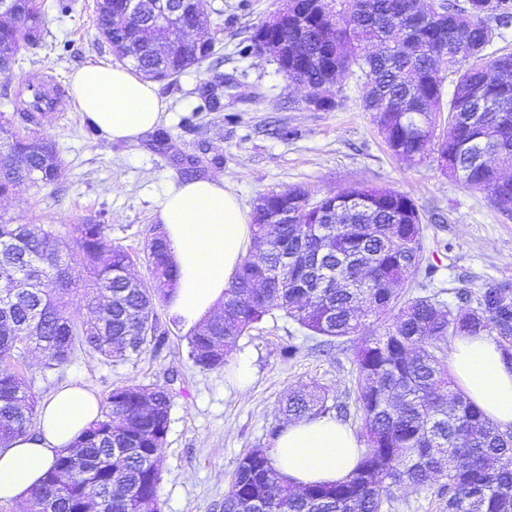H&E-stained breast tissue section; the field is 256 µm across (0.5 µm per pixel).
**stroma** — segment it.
Instances as JSON below:
<instances>
[{
  "instance_id": "obj_1",
  "label": "stroma",
  "mask_w": 512,
  "mask_h": 512,
  "mask_svg": "<svg viewBox=\"0 0 512 512\" xmlns=\"http://www.w3.org/2000/svg\"><path fill=\"white\" fill-rule=\"evenodd\" d=\"M288 5L289 0H205L210 22L203 34L215 40L214 58L157 82L166 103L160 127L168 139L158 142L150 132L135 144L110 143L102 132L89 131L87 118L68 103L73 70L121 62L98 39L96 0H76L75 11L62 21L48 13L43 42L21 50L22 65L0 72V118L16 119L6 93L30 75H51L61 91L58 109L38 133L55 144L64 175L53 185L0 201V216L18 224L100 219L109 224L113 244L136 255L132 273L146 282L152 270L145 246L160 223V199L170 184L223 178L248 213L271 191L300 187L323 196L371 185L410 195L428 215L424 245L436 268L434 286L461 282L476 291L512 282V218L493 206L487 192L441 172L435 151L417 163L394 156L375 113L362 107V84L355 76L337 84L335 109L317 110L274 61L242 55L256 27ZM215 63L225 80L224 109L202 112L195 89L212 78ZM155 315L168 331L167 343L136 361L111 364L79 349L53 371L27 357L23 371L41 400L68 383L85 385L101 399L123 385L169 389L161 512H224L239 460L250 449L268 446L289 391L318 385L330 401H354L353 355L363 336L328 346L288 319L267 318L239 341L224 368L202 370L189 362L186 334L175 328L164 299L156 300ZM291 344L298 352L288 359L282 349ZM242 359L250 364L253 382L240 392L232 381ZM443 505L436 486H400L393 488L387 512H444Z\"/></svg>"
}]
</instances>
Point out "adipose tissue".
I'll list each match as a JSON object with an SVG mask.
<instances>
[{
    "label": "adipose tissue",
    "mask_w": 512,
    "mask_h": 512,
    "mask_svg": "<svg viewBox=\"0 0 512 512\" xmlns=\"http://www.w3.org/2000/svg\"><path fill=\"white\" fill-rule=\"evenodd\" d=\"M70 85L73 103L107 141L137 143L162 118L156 86L130 69L86 65L71 73ZM159 219L177 270L166 303L189 329L219 312L247 252L248 217L223 179L216 178L172 185L160 202ZM451 363L464 393L499 425L512 426V368L497 347L482 335L456 337ZM100 411L97 397L79 385L45 399L35 433L0 448V500L28 501L56 453L71 447ZM358 456L354 434L329 417L288 423L271 449L274 467L296 485L336 482L353 470Z\"/></svg>",
    "instance_id": "obj_1"
}]
</instances>
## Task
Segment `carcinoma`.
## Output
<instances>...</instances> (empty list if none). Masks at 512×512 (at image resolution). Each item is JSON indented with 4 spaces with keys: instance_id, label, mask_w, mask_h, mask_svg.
I'll list each match as a JSON object with an SVG mask.
<instances>
[{
    "instance_id": "obj_1",
    "label": "carcinoma",
    "mask_w": 512,
    "mask_h": 512,
    "mask_svg": "<svg viewBox=\"0 0 512 512\" xmlns=\"http://www.w3.org/2000/svg\"><path fill=\"white\" fill-rule=\"evenodd\" d=\"M75 0H8L0 22V70L20 62L23 44L45 38L44 19L70 16ZM141 16L127 18L121 0H102L96 29L113 52L156 81L176 77L214 55L195 47L178 21L162 31L144 25L152 13L178 11L196 24L186 0H141ZM325 14L310 24L304 55L295 67L312 87L328 78L326 65L365 77L363 109L376 110L377 125L398 157L423 155L436 146L448 176L462 170L471 190L491 191L493 205L512 214V178L490 159L512 158V53L493 48L512 28V0H427L410 23L412 0H324ZM336 24V40L324 28ZM443 59L455 77L449 100L444 79L433 74ZM200 110L224 109V74L198 87ZM23 128L0 123V197L26 186L59 181L63 166L53 143L39 137L45 113L33 111L27 88L15 95ZM446 127H440L441 113ZM289 189L264 195L251 226L257 259L247 258L224 292V314L186 336L188 359L202 370L221 368L238 340L277 309L314 336L331 342L359 333L358 315L387 317L380 336L355 352L356 402L367 445L353 471L334 483L292 485L273 466L268 448H252L239 461L224 495V512H384L391 487L414 489L437 481L447 512H512V429H503L474 404L449 374L439 343L462 335H491L512 365V305H501L500 284L474 293L455 288L410 296V272L430 277L422 244L423 215L406 193L351 186L314 201L298 224H274ZM109 225L28 224L0 218V356L21 364L31 347L44 369L66 364L75 348H88L109 363H127L148 346L168 339L158 330L154 301L173 285L166 240L147 243L153 280L131 274L133 256L112 245ZM78 265L70 263L72 255ZM89 311L65 315L74 297ZM171 393L164 386L112 389L96 420L31 490L52 512H76L93 493L113 496L111 512H160ZM288 422L347 416L328 404L319 386L288 394L280 408ZM37 420L32 380L6 365L0 374V445L29 433ZM73 473L60 480L64 456Z\"/></svg>"
}]
</instances>
